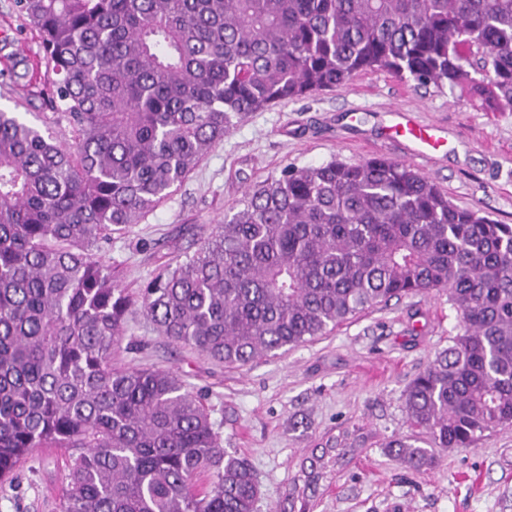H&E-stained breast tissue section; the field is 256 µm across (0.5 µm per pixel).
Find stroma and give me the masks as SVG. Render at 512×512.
<instances>
[{
    "label": "stroma",
    "instance_id": "35a3bbf8",
    "mask_svg": "<svg viewBox=\"0 0 512 512\" xmlns=\"http://www.w3.org/2000/svg\"><path fill=\"white\" fill-rule=\"evenodd\" d=\"M48 69L38 29L15 0H0V107L48 116ZM398 112L438 127L441 146L418 156L410 142L383 139ZM371 157L409 164L454 204L512 224V112H486L449 88L374 71L251 114L153 212L103 242L99 256L137 291L284 165ZM457 325L445 292L411 295L276 356L228 367L160 335L136 309L112 363L169 371L203 399L223 447L255 470L259 512H393L397 504L404 512H512V428L442 452L428 470H408L385 450L410 434L404 392ZM65 464L58 449L34 450L0 484V512H61Z\"/></svg>",
    "mask_w": 512,
    "mask_h": 512
}]
</instances>
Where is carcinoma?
<instances>
[{
  "instance_id": "cac0c4a2",
  "label": "carcinoma",
  "mask_w": 512,
  "mask_h": 512,
  "mask_svg": "<svg viewBox=\"0 0 512 512\" xmlns=\"http://www.w3.org/2000/svg\"><path fill=\"white\" fill-rule=\"evenodd\" d=\"M51 63L56 140L0 109V483L73 448L61 512H256L249 460L160 369L117 368L137 306L228 366L444 291L460 331L404 393L435 449L512 427V225L410 165L287 164L138 295L98 251L162 203L237 123L388 71L512 112V0H17Z\"/></svg>"
}]
</instances>
